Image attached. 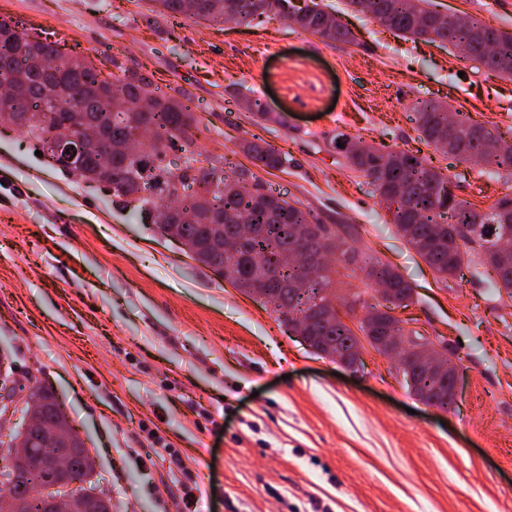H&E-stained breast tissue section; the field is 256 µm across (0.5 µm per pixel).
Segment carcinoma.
Returning <instances> with one entry per match:
<instances>
[{"label": "carcinoma", "mask_w": 512, "mask_h": 512, "mask_svg": "<svg viewBox=\"0 0 512 512\" xmlns=\"http://www.w3.org/2000/svg\"><path fill=\"white\" fill-rule=\"evenodd\" d=\"M224 11L203 8L196 17L214 23L231 21L249 23L278 7L280 17L288 19L285 4L290 0H229ZM346 0L353 13L368 16L382 27L403 39L421 40L441 47H465L469 59L478 61L503 77H512V33L491 24L470 18L463 24L437 17L430 9L431 0ZM293 25L304 32L318 35L327 43L357 44V37L347 26L336 22V15L319 4L304 14L295 16ZM57 43L38 33L19 26L6 18L0 19V76L25 85L28 95L17 99L15 117L26 135L37 140L36 129L24 123V114L38 108L44 101L41 90L46 86L59 88L65 96L49 110L50 125L72 131L71 115L94 123L100 132L114 142H123L146 124L152 137L138 143V153L130 159H107L101 149H90L86 168L108 165L134 193L139 185L151 184L157 198H141L133 206L141 210L151 206L157 210L154 224L165 236L169 226L180 223L178 213L168 210L167 197L178 190L181 198L189 199L179 205L183 211L196 210L198 221L186 235L189 257L226 275L231 284L246 294L263 287L270 294L273 311L279 322L288 324L301 317L309 320L308 336L314 350L323 354L336 350L359 348L360 341L353 330L336 314V309L309 304L310 298L292 293L290 285L305 276L301 266L290 260V253L305 244L315 262V273L322 289L332 293L336 265L356 264L354 249L336 236V225L317 224L309 212L266 188L251 169L228 163V168L214 164L210 156L191 151L185 166L178 172L162 166L166 148L179 140L188 141L194 117L177 97L163 95L146 76L135 71L117 80L124 89L128 115H113L108 108L109 84L98 80L93 61L87 57L64 56L60 66L44 72L36 59L53 52ZM420 139L444 156L459 163L473 162L488 168L491 174L512 171V150L498 153L496 144L501 137L493 134L467 112H451V106L434 101L418 100L412 104ZM238 150L253 166L268 172L279 170L288 161L271 144L261 138L246 139ZM350 169L362 174L374 186L376 193L398 187L403 203L394 223L414 251L438 274L448 281L462 275L464 258L471 254L472 244L479 242L488 250V266L497 279L494 286L512 292V275L498 266L497 251L502 245L512 247V222H504L498 212L499 204L486 211L477 210L470 202L459 199L448 205L441 195L449 182L448 175L432 165L427 156L408 150L383 151L362 144L357 153L344 152ZM366 277L388 285L393 296L402 302L412 299L410 283L392 267L374 261L366 269ZM358 330L379 353L389 354L395 338L408 333L401 321L383 309L371 305L358 320ZM29 399L37 401L36 414L27 439L30 469L23 475L24 483L36 487L50 475L55 449L43 444L38 422L52 414L56 398L40 385L29 387ZM70 470L79 486L74 492L90 498L93 512H112L111 499L98 492L90 479L91 472L83 469L74 458Z\"/></svg>", "instance_id": "carcinoma-1"}]
</instances>
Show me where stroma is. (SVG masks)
Here are the masks:
<instances>
[{
    "mask_svg": "<svg viewBox=\"0 0 512 512\" xmlns=\"http://www.w3.org/2000/svg\"><path fill=\"white\" fill-rule=\"evenodd\" d=\"M339 11L357 44L327 43L273 15L249 25L157 16L155 0H0L114 77L185 97L194 146L236 164L259 136L287 154L267 187L335 225L360 268L337 273L336 308L382 299L363 265L412 286L394 314L442 336L462 374L456 404L422 403L395 362L362 345L353 371L318 355L271 305L161 237L148 212L77 183L39 143L0 127V353L37 374L94 454L112 512H512V294L486 267L440 281L399 234L367 178L326 144L333 131L421 151L479 210L512 179L478 174L421 144L411 110L432 99L512 144V80L435 44ZM512 32V0H436ZM269 120L255 122L239 92Z\"/></svg>",
    "mask_w": 512,
    "mask_h": 512,
    "instance_id": "stroma-1",
    "label": "stroma"
}]
</instances>
